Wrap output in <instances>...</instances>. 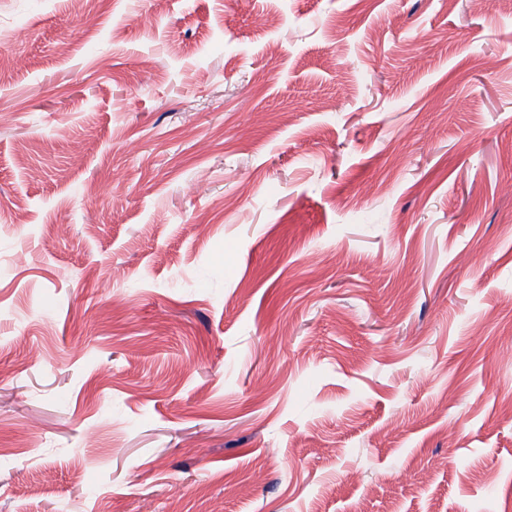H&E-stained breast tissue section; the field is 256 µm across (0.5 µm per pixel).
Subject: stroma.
<instances>
[{"instance_id":"1","label":"stroma","mask_w":512,"mask_h":512,"mask_svg":"<svg viewBox=\"0 0 512 512\" xmlns=\"http://www.w3.org/2000/svg\"><path fill=\"white\" fill-rule=\"evenodd\" d=\"M0 50V512H512V5L0 0Z\"/></svg>"}]
</instances>
